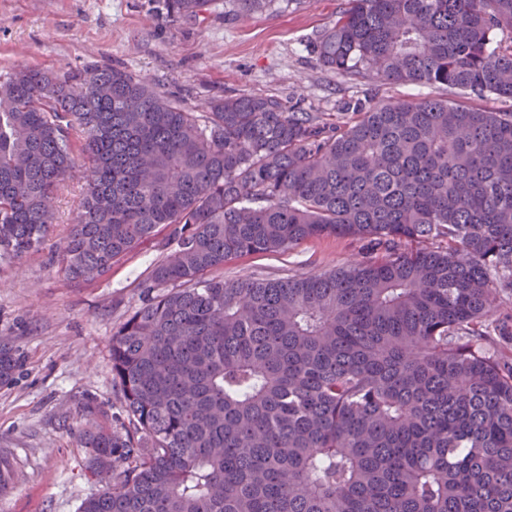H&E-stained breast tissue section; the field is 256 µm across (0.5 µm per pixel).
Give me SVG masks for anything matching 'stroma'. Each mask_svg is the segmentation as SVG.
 I'll list each match as a JSON object with an SVG mask.
<instances>
[{"label": "stroma", "mask_w": 512, "mask_h": 512, "mask_svg": "<svg viewBox=\"0 0 512 512\" xmlns=\"http://www.w3.org/2000/svg\"><path fill=\"white\" fill-rule=\"evenodd\" d=\"M347 0H265L247 12L240 0H211L200 19L166 21L157 0H0V79L23 66L76 71L116 65L204 111L218 97H273L293 112L339 121L353 103L417 101L425 88L373 71L337 73L313 46ZM76 163L56 201V238L74 223L85 190ZM167 229L116 260L110 274L73 283L49 251L0 262V341L21 365L0 383V454L13 464L0 512H78L95 487L84 475L76 402L102 403L114 429L127 426L112 381L108 341L147 298L153 267L166 254ZM367 253L364 241L320 237L284 251L236 256L226 279H281L338 269Z\"/></svg>", "instance_id": "35a3bbf8"}]
</instances>
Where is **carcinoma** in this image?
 <instances>
[{"instance_id":"carcinoma-1","label":"carcinoma","mask_w":512,"mask_h":512,"mask_svg":"<svg viewBox=\"0 0 512 512\" xmlns=\"http://www.w3.org/2000/svg\"><path fill=\"white\" fill-rule=\"evenodd\" d=\"M197 18L209 0H160ZM512 0H348L321 66L431 88L358 102L342 127L263 96L193 112L118 67L0 80V259L55 232L78 157L86 192L51 256L78 282L161 226L175 247L112 332L129 429L78 402L98 488L79 512H512ZM324 236L347 267L226 280L224 261ZM19 358L0 343V383ZM437 94L449 101L470 107L496 112L512 111V100L498 97L494 94H485L484 96L477 97L464 95L456 89H440Z\"/></svg>"}]
</instances>
